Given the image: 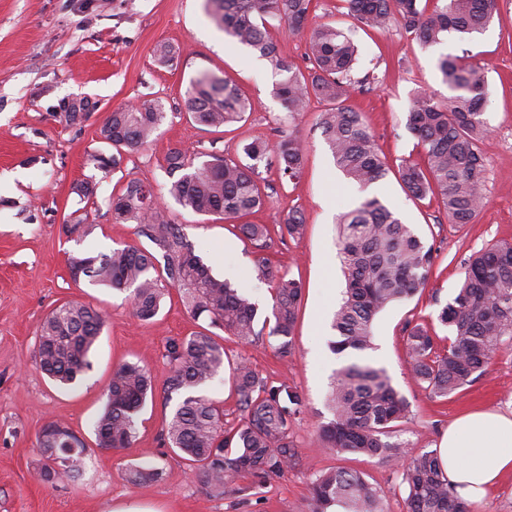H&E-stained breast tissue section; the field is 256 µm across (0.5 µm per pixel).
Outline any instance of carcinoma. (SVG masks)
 <instances>
[{
    "mask_svg": "<svg viewBox=\"0 0 512 512\" xmlns=\"http://www.w3.org/2000/svg\"><path fill=\"white\" fill-rule=\"evenodd\" d=\"M348 13L364 29H383L395 23L428 48L449 36L461 39L480 33L499 18L498 0H436L430 12L419 0H346ZM212 19L234 42L267 61L281 79L274 93L292 115L306 111L311 99L326 103L319 125L336 169L345 178L367 186L386 178L389 166L379 152L371 127L362 113L346 102L354 92L352 76L358 47L331 23L308 27L313 0H206ZM278 21L305 36L303 71L289 60L271 37ZM437 68L452 95L438 102L432 94H415L406 127L427 159V169L411 160L398 165L405 193L417 200L441 197L453 224H472L485 206L486 164L479 143L490 133L483 118L487 86L473 66L458 56L443 55ZM86 104H59L54 118L67 126L80 123ZM185 111L195 124L221 128L243 120L248 110L240 89L228 78L201 70L190 80ZM165 118L164 107L153 102L136 109L111 112L101 133L115 152L92 156L95 168L107 175L120 163L121 152L145 150ZM249 162L213 155L196 165L178 149L165 156L170 177L166 192L136 179L112 196L110 208L117 223L135 225V234L149 246L126 245L109 253L73 255L71 276L93 286L127 293L132 313L142 321L157 315L166 296L163 284L178 289L193 318L207 327L170 342L166 358L170 375L164 400L179 396L165 417L162 435L168 447L210 494L242 477L260 482L279 477L297 457L291 440L292 420L303 412L301 395L288 384L268 383L248 364L232 368L230 383L241 412L240 422L224 428V409L201 394L204 386L224 372L221 330L251 344L263 335L277 341L286 355L293 346L294 328L303 296L302 283L263 259L259 278L273 289L270 310L262 314L248 295L230 281L215 277L185 237L168 208L158 198H172L183 208L226 221L260 211L268 202L258 185L256 162L275 157L281 177L300 178L304 167L301 142L293 134L276 142L253 141L244 147ZM240 234L262 248L270 230L265 224L238 225ZM304 221L299 210L288 212L279 226L282 235L297 238ZM339 255L346 288L336 307L330 342L333 353L364 352L373 345V324L389 305L414 296L434 264V244L406 224L376 197L339 217ZM450 332L448 348L435 352L436 336L421 323H407V354L412 374L436 397L459 392L482 375L504 342L512 337V243L494 245L468 262L457 293L437 315ZM105 323L103 312L89 304L67 301L46 316L39 336L41 371L70 385L91 368L90 354ZM154 386L150 371L137 363L116 367L105 388L104 408L94 422L98 445L129 449L138 435V420ZM332 418L319 428L322 448L336 454L366 457L400 472L406 486V512H471V507L448 485L435 450L408 455L393 441L395 429L408 419L410 405L393 386L385 368L354 358L335 372L328 396ZM55 433L38 435L43 455L67 460L62 469L44 466L36 477L44 482L72 481L80 476L85 448L67 445L70 429L53 424ZM128 480L146 484L160 468L144 461L127 469ZM312 512L339 506L344 512H385L383 496L356 470L317 472L310 485Z\"/></svg>",
    "mask_w": 512,
    "mask_h": 512,
    "instance_id": "cac0c4a2",
    "label": "carcinoma"
}]
</instances>
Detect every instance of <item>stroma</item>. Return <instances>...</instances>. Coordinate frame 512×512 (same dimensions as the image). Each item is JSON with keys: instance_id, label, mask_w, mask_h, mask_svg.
Here are the masks:
<instances>
[{"instance_id": "obj_1", "label": "stroma", "mask_w": 512, "mask_h": 512, "mask_svg": "<svg viewBox=\"0 0 512 512\" xmlns=\"http://www.w3.org/2000/svg\"><path fill=\"white\" fill-rule=\"evenodd\" d=\"M501 22L467 41L419 47L397 26L364 30L348 17L343 0H314L309 23L337 22L358 46L353 76L360 85L349 100L365 114L389 167L401 160L423 163L424 153L406 128L416 91L436 100L449 91L437 69L440 56L466 57L487 84L484 118L491 132L481 148L486 159V206L471 224L449 223L437 197H408L395 175L363 188L336 169L319 126L324 105L311 101L290 116L274 94L279 80L269 64L233 43L210 19L205 0H0V512H112L133 504L148 512H309L315 472L330 468L360 471L381 490L387 512H405L406 490L394 471L364 457L340 456L321 448L318 430L331 414L326 396L334 371L347 355L333 354L329 342L333 312L345 286L337 217L370 196L380 197L405 223L433 242L438 257L429 279L412 298L394 303L374 323L373 350L366 360L385 367L408 399L412 415L397 435L412 452L435 450L449 424L479 409L512 414V341L505 342L485 373L459 393L433 397L413 377L406 356V321L433 327L439 347L447 328L437 315L451 300L464 266L476 251L512 241V0H499ZM179 51L173 66L158 63V44ZM202 69L229 77L248 98L243 122L219 130L193 124L184 108L190 80ZM64 99L89 100L86 120L69 127L55 120ZM158 101L166 117L152 145L123 155L120 170L102 175L93 154L111 153L101 129L108 114L132 104ZM291 132L305 153L301 177L282 180L276 159L259 165L267 206L250 220L272 230L265 248H255L233 224L169 203L195 252L213 274L242 286L260 308L272 303L270 285L259 280V259H268L303 285L293 346L281 355L274 339L244 345L223 340L227 370L243 358L268 381L285 382L302 396L305 409L292 422L296 463L284 476L264 483L245 478L219 497L189 478L183 461L161 440L163 392L171 340L197 324L170 290L158 315L141 321L124 293L74 283L70 256L108 253L137 243L135 227L112 219L108 200L129 179L160 188L168 181L166 154L173 149L202 162L205 156L243 159L244 144L275 140ZM93 180L95 195L81 199L77 183ZM300 210L305 232L290 238L276 228L290 210ZM83 221L92 232L69 239L64 225ZM78 300L106 315L91 355L92 367L78 383L60 388L40 371L36 352L43 321L56 305ZM136 362L151 373L155 395L140 415L138 439L128 450L98 447L93 424L103 390L116 365ZM217 377L203 393L224 408V424L236 426L240 413L228 377ZM68 426L87 447L83 476L43 483L34 472L45 463L37 438L52 423ZM150 459L162 475L144 485L128 482L130 461Z\"/></svg>"}]
</instances>
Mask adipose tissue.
<instances>
[{
  "mask_svg": "<svg viewBox=\"0 0 512 512\" xmlns=\"http://www.w3.org/2000/svg\"><path fill=\"white\" fill-rule=\"evenodd\" d=\"M439 454L456 492L469 504L483 503L489 489L512 474V415L478 410L458 417Z\"/></svg>",
  "mask_w": 512,
  "mask_h": 512,
  "instance_id": "adipose-tissue-1",
  "label": "adipose tissue"
}]
</instances>
